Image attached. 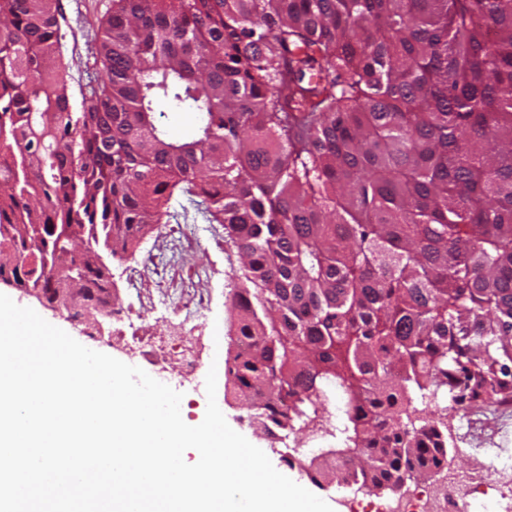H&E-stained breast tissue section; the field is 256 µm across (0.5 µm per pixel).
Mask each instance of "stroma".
<instances>
[{"label":"stroma","instance_id":"stroma-1","mask_svg":"<svg viewBox=\"0 0 512 512\" xmlns=\"http://www.w3.org/2000/svg\"><path fill=\"white\" fill-rule=\"evenodd\" d=\"M58 22L63 35V61L72 87L86 83L97 67L96 46L101 27L112 13V0H57ZM112 289V316L105 327L110 342L99 339L96 329L70 320L17 289L0 286V293L17 305L35 310L50 324L93 350L106 353L126 364L137 366L156 380L183 395L181 416L189 425H199L205 416L207 396L204 375L182 380L180 343L173 334L182 309L192 302L203 307L207 320L192 340L193 354L205 364L224 363L235 345L230 335L232 296L241 286L238 257L224 241V227L201 218L182 219L156 225L135 255L109 264ZM140 315L138 331H130L128 314ZM151 345L152 360H144L139 347ZM217 405L229 426L246 437L268 456L273 466L297 484L311 487L297 460H309L315 449L335 447L331 437L315 438L296 431L270 437L254 424L250 406L217 396ZM435 421L443 423L448 439V463L428 479L406 482L397 491L356 490L354 485H329L318 495L334 503V512H348L353 494L375 503H389L416 493H432L448 482L449 475L476 473L479 462L497 454L512 456V403L449 405L438 411Z\"/></svg>","mask_w":512,"mask_h":512}]
</instances>
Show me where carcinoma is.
Instances as JSON below:
<instances>
[{"instance_id":"carcinoma-1","label":"carcinoma","mask_w":512,"mask_h":512,"mask_svg":"<svg viewBox=\"0 0 512 512\" xmlns=\"http://www.w3.org/2000/svg\"><path fill=\"white\" fill-rule=\"evenodd\" d=\"M0 24V285L93 299L102 251L224 225L225 389L271 435L336 438L318 486L447 465L418 392L512 402V0H112L80 112L57 0ZM164 112H156L154 114L155 121L163 126L173 137H182L190 130L192 119L190 114L186 112H175L168 108L163 109Z\"/></svg>"}]
</instances>
